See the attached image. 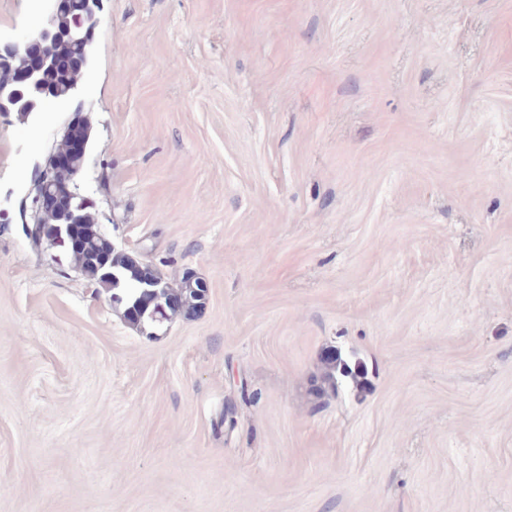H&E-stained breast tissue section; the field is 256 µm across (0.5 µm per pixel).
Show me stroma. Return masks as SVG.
I'll use <instances>...</instances> for the list:
<instances>
[{
  "label": "stroma",
  "mask_w": 512,
  "mask_h": 512,
  "mask_svg": "<svg viewBox=\"0 0 512 512\" xmlns=\"http://www.w3.org/2000/svg\"><path fill=\"white\" fill-rule=\"evenodd\" d=\"M96 16L75 96L0 112V512H512V0ZM77 107L102 231L209 287L150 335L26 233Z\"/></svg>",
  "instance_id": "obj_1"
}]
</instances>
